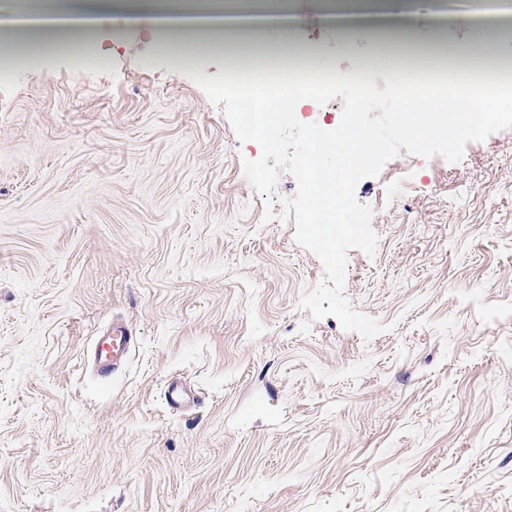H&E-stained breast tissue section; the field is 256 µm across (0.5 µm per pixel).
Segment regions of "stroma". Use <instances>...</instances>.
<instances>
[{
	"label": "stroma",
	"instance_id": "stroma-1",
	"mask_svg": "<svg viewBox=\"0 0 512 512\" xmlns=\"http://www.w3.org/2000/svg\"><path fill=\"white\" fill-rule=\"evenodd\" d=\"M102 8L37 49L0 35V512H512V128L358 184L367 340L301 309L324 269L283 215L297 181L266 204L260 146L196 82L273 45L334 75L385 55L380 88L406 62L440 74L414 5L295 0L286 35L218 49ZM115 317L139 342L104 385L84 355ZM176 379L200 406L169 410Z\"/></svg>",
	"mask_w": 512,
	"mask_h": 512
}]
</instances>
